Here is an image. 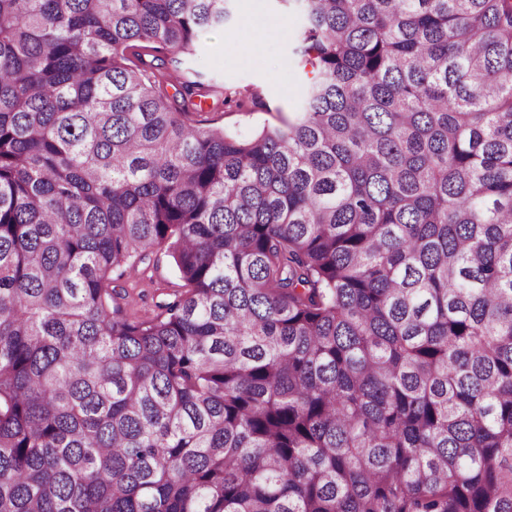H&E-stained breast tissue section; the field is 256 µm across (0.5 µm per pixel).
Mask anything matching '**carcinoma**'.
I'll return each mask as SVG.
<instances>
[{
	"label": "carcinoma",
	"instance_id": "cac0c4a2",
	"mask_svg": "<svg viewBox=\"0 0 512 512\" xmlns=\"http://www.w3.org/2000/svg\"><path fill=\"white\" fill-rule=\"evenodd\" d=\"M230 2L0 0V512H512V0H286L249 138L153 71ZM176 273L170 260L160 257L158 262L149 266L142 265L138 271L128 273L123 279L115 281L119 291L124 287L128 293L127 312L135 317H148L157 312L156 304L172 293L177 283Z\"/></svg>",
	"mask_w": 512,
	"mask_h": 512
}]
</instances>
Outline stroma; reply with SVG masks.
I'll list each match as a JSON object with an SVG mask.
<instances>
[{
    "label": "stroma",
    "mask_w": 512,
    "mask_h": 512,
    "mask_svg": "<svg viewBox=\"0 0 512 512\" xmlns=\"http://www.w3.org/2000/svg\"><path fill=\"white\" fill-rule=\"evenodd\" d=\"M261 3L266 15L284 19L285 24L279 37L264 45L259 62H241L233 53L234 45L249 37L243 23L244 0H233L232 21L201 33L192 57L177 60L164 55L170 84H202V109L189 114L190 122L247 138L263 127L281 124L293 112L305 80L292 58L302 18L284 11L277 0ZM176 281L174 267L165 257L128 273L120 281L128 293V314L140 318L153 315Z\"/></svg>",
    "instance_id": "1"
}]
</instances>
